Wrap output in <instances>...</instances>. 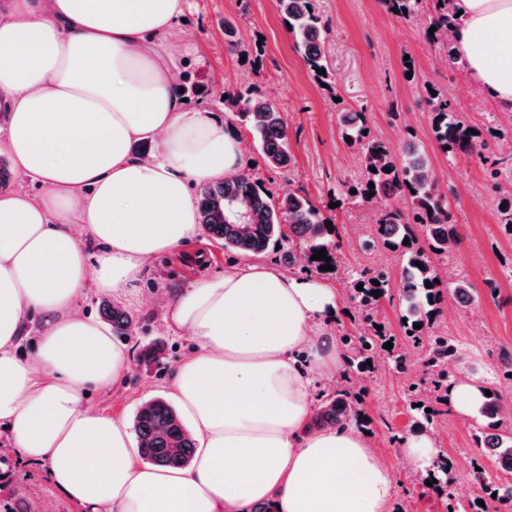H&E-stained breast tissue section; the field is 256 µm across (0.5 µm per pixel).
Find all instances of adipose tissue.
Returning <instances> with one entry per match:
<instances>
[{
    "label": "adipose tissue",
    "instance_id": "obj_1",
    "mask_svg": "<svg viewBox=\"0 0 512 512\" xmlns=\"http://www.w3.org/2000/svg\"><path fill=\"white\" fill-rule=\"evenodd\" d=\"M185 4L9 0L0 13L4 148L41 189L0 195V423L86 512H390L397 483L368 435L312 424L314 383L346 361L333 333L342 297L325 283L249 263L168 298L166 323L194 343L170 384L197 442L189 467L140 464L127 425L86 401L130 367L110 329L80 312L86 290L137 306L144 262L200 231L194 182L244 164L238 130L182 102L172 37ZM456 8L457 53L512 110V0ZM148 140L157 154L136 157ZM35 316L41 334L19 356ZM493 380L463 353L449 406L475 417Z\"/></svg>",
    "mask_w": 512,
    "mask_h": 512
}]
</instances>
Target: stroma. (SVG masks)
Listing matches in <instances>:
<instances>
[{
	"label": "stroma",
	"mask_w": 512,
	"mask_h": 512,
	"mask_svg": "<svg viewBox=\"0 0 512 512\" xmlns=\"http://www.w3.org/2000/svg\"><path fill=\"white\" fill-rule=\"evenodd\" d=\"M317 8L330 27L328 56L334 75L330 92L305 68L275 0H186L177 32L191 50L179 55L177 68L190 82L205 87L204 94L188 96L187 108L206 109L220 120L232 121L224 95L243 85L257 87L275 103L290 128L293 168L287 175L267 169L261 150L245 130L241 137L250 174L263 179L274 196L295 184L325 206L338 227L341 264L337 271L319 273V280L343 290L348 272L373 263L389 270L380 320L396 339L402 336L398 326L402 259L381 248L364 247L371 238L374 210L345 195L343 185L355 179L359 161L343 141L336 115L366 110L372 134L386 139L395 153L413 144L425 151L460 227L461 241L449 268L475 289L471 305L444 312L435 329L455 337L459 347L472 348L477 365L500 370L503 353L512 351V235L498 221L500 197L488 189L478 158L444 154L435 143L427 90L446 91L494 150L512 145V112L492 105L466 72L448 67L421 31L387 13L381 0H317ZM228 20L238 28L233 46L224 41ZM407 55L414 61L409 73L402 65ZM245 260V255L227 252L223 241L204 232L184 251L147 261L139 282L141 303L131 312L134 331L121 343L134 357L151 340H160L163 362L151 368L131 365L114 387L90 392L88 404L130 422L142 402L168 396L171 379L192 342L165 325L167 296ZM490 278L497 292H489ZM412 382L423 389L431 386L421 359H413L402 371L382 361L371 375L353 381L352 390L362 398L366 430L377 452L399 483L391 512H446V498L423 486L422 472L401 454V438L412 434L403 394ZM474 426V420L450 411L440 415L432 428L438 452L453 465L456 487L464 492L472 485L469 463L480 457L471 438ZM0 448L7 449V468L34 512H85L50 483L45 464L28 461L12 448L9 431L2 425Z\"/></svg>",
	"instance_id": "35a3bbf8"
}]
</instances>
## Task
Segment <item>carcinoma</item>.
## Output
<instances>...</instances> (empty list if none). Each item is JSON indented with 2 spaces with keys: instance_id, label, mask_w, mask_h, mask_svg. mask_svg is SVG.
<instances>
[{
  "instance_id": "1",
  "label": "carcinoma",
  "mask_w": 512,
  "mask_h": 512,
  "mask_svg": "<svg viewBox=\"0 0 512 512\" xmlns=\"http://www.w3.org/2000/svg\"><path fill=\"white\" fill-rule=\"evenodd\" d=\"M388 11L399 18L416 19L424 37L443 49L448 65L465 70V64L454 47V29L458 19L453 0H427L420 10L421 0H383ZM284 23L294 39L302 61L318 83L332 88L333 74L327 58L328 26L316 9L315 0H278ZM434 34H429L431 27ZM325 72L318 73L319 69ZM430 126L434 140L448 155H468L476 144L484 145L475 127L465 123L441 92L431 95ZM230 110L237 113L254 140L262 149L266 165L284 170L290 164L288 125L272 101L253 88L238 90L225 98ZM343 135L351 138L348 145L357 151L360 174L354 185L353 199L376 205L373 239L367 246L377 244L400 251L406 261L403 324L408 346L392 348L388 361L401 366L407 361L408 348L424 350V364L434 376V389L448 388L451 377L449 366L459 359L456 339L433 331L447 298L464 302L470 300L472 287L463 280L448 288L432 261V257L447 256L459 242L457 227L452 223L449 202L434 176L429 160L409 150L396 157L387 142L377 136L364 134L368 129V115L363 111L342 112L338 117ZM485 175L496 192L512 197V153L492 160L482 158ZM402 192L406 208L389 202L396 192ZM324 217L307 194L292 189L286 191L278 203H273L258 178L234 177L224 181L207 182L199 191V223L208 233L224 241V249L241 254H262L270 246L296 237L306 243L307 252L297 259L288 254V265H300V270H320L325 264L339 267V253L331 237L335 227L327 226ZM409 244H403V241ZM326 249L330 261L313 260L315 251ZM420 265H415V262ZM439 283H434V280ZM378 281L379 285L372 284ZM388 272L383 268H362L354 272L349 282L350 299L355 303L362 319L355 338H342L346 348L347 376L360 378L374 369L378 351L383 347L374 313L380 298L374 292H386ZM431 286H426V283ZM363 290H357L358 285ZM99 313L112 325V335L127 336L133 326L132 317L115 303L103 300ZM421 328L416 329L414 325ZM484 398L480 415L485 424L473 435L482 455L492 459L502 479H493L485 471H475L476 491L467 499L454 493V479L448 474V459L441 457L427 471V478L437 480L435 486L444 488L454 501L453 512H487L478 504L483 501L495 509L512 508V498L502 490L512 485V412L506 409L499 390L490 389ZM408 407L414 412L417 427L429 430L434 425L436 412L432 411L433 397L411 385L405 390ZM322 424L345 427L359 424L364 414L358 399L350 389L333 392L315 413ZM133 428L137 438L140 459L148 464L183 468L191 464L196 443L180 417L178 409L162 396L151 398L140 405ZM21 502L19 491L11 488L10 476L0 472V504Z\"/></svg>"
}]
</instances>
